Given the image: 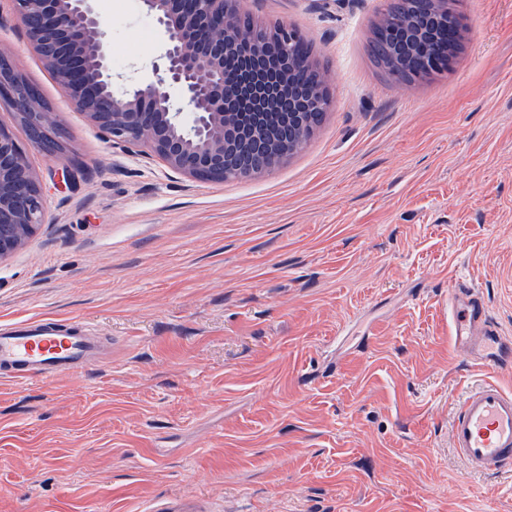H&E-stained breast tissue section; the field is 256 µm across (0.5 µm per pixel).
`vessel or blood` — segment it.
Listing matches in <instances>:
<instances>
[{"label": "vessel or blood", "instance_id": "1", "mask_svg": "<svg viewBox=\"0 0 512 512\" xmlns=\"http://www.w3.org/2000/svg\"><path fill=\"white\" fill-rule=\"evenodd\" d=\"M448 311L459 352L490 367L512 359L478 292L452 295ZM100 348L91 328L25 320L0 328V374L19 384L37 375L52 377L78 368ZM449 434L457 455L475 470L493 472L512 463V391L492 381L469 390L458 404Z\"/></svg>", "mask_w": 512, "mask_h": 512}]
</instances>
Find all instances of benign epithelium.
<instances>
[{"mask_svg":"<svg viewBox=\"0 0 512 512\" xmlns=\"http://www.w3.org/2000/svg\"><path fill=\"white\" fill-rule=\"evenodd\" d=\"M33 51L55 74L64 93L114 145L145 147L171 171L200 181L265 173L257 164L275 155L283 161L314 135L310 107L325 113L323 88L305 84L318 65L309 56L288 55L276 81L265 78L267 38L262 26L246 25L241 0H143L166 35L156 79L118 93L112 88L108 41L93 0H11ZM453 14L448 39L464 25L458 7L431 0L428 15L386 7L373 30L401 29L410 36L439 15ZM275 34L286 49L302 38L291 25ZM240 52L246 67L224 72V56ZM21 118L39 114L44 125L29 134L32 145L61 154L37 89L24 85L0 53V105ZM43 187L25 150L0 126V263L45 223Z\"/></svg>","mask_w":512,"mask_h":512,"instance_id":"obj_1","label":"benign epithelium"}]
</instances>
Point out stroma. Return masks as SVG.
I'll return each instance as SVG.
<instances>
[{"label":"stroma","instance_id":"obj_1","mask_svg":"<svg viewBox=\"0 0 512 512\" xmlns=\"http://www.w3.org/2000/svg\"><path fill=\"white\" fill-rule=\"evenodd\" d=\"M297 28L333 102L300 152L205 182L106 142L0 0V50L53 112L28 147L46 221L0 263V325L87 324L73 374L0 378V512H512V468L449 443L466 391L512 389L454 346L448 294L512 342V0H460L451 71L397 84L367 42L387 0H242ZM114 88L154 78L142 0H97Z\"/></svg>","mask_w":512,"mask_h":512}]
</instances>
